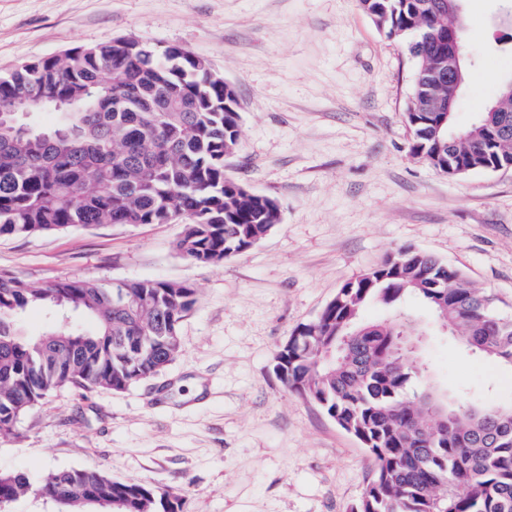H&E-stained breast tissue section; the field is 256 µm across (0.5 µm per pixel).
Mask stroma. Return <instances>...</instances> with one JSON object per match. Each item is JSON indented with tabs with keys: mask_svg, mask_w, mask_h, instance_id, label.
I'll list each match as a JSON object with an SVG mask.
<instances>
[{
	"mask_svg": "<svg viewBox=\"0 0 512 512\" xmlns=\"http://www.w3.org/2000/svg\"><path fill=\"white\" fill-rule=\"evenodd\" d=\"M470 76L456 113L472 124L512 75V0H465ZM118 38L207 58L239 98V145L224 173L274 199L280 223L214 266L180 256L182 226L102 224L0 237V271L181 282L196 292L181 350L122 392L66 385L0 441V472L40 479L93 468L183 498V512H347L368 452L274 372L292 333L345 283L401 247L430 251L512 315V170L451 177L411 153L416 63L358 0H0V73ZM406 310L448 396L512 403V368Z\"/></svg>",
	"mask_w": 512,
	"mask_h": 512,
	"instance_id": "obj_1",
	"label": "stroma"
}]
</instances>
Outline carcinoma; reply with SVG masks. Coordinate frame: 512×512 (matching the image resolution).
<instances>
[{
	"instance_id": "cac0c4a2",
	"label": "carcinoma",
	"mask_w": 512,
	"mask_h": 512,
	"mask_svg": "<svg viewBox=\"0 0 512 512\" xmlns=\"http://www.w3.org/2000/svg\"><path fill=\"white\" fill-rule=\"evenodd\" d=\"M432 0H360L388 35L407 39L416 61L413 155L438 172L448 154L475 171L512 158V104L483 112L456 143L437 129L453 117L424 112L429 94H448L427 77L448 46L431 37L442 23ZM194 61L174 46L112 43L81 46L67 58L26 61L0 74V107L22 103L45 111L40 99L62 102L86 88L105 92L130 83L135 95L89 101L78 118L56 113L50 130H32L23 113L0 130V236L68 232L96 224L185 221L175 250L209 265L240 254L278 222L272 200L224 177V156L239 137L235 89L193 77ZM194 111L181 112L182 101ZM415 298L448 324L474 355L512 368V317L491 296L470 288L459 270L420 250L400 249L345 283L312 322L298 327L278 351L276 375L357 438L373 460L365 492L349 512H512V404L453 397L459 420L448 431L416 432L407 417V387L431 383L428 366L392 356L402 336H419L412 318L367 323V307H394ZM195 303L186 284L140 280L112 284L64 279L34 286L0 272V439L15 435L20 417L54 391H124L164 370L179 354L178 325ZM32 307L77 314L86 331L59 319L48 332L22 334L19 318ZM346 338L342 353L327 348ZM24 472L0 473V505L35 489ZM38 491L59 512H180L182 500L137 481H117L92 468L52 471Z\"/></svg>"
}]
</instances>
